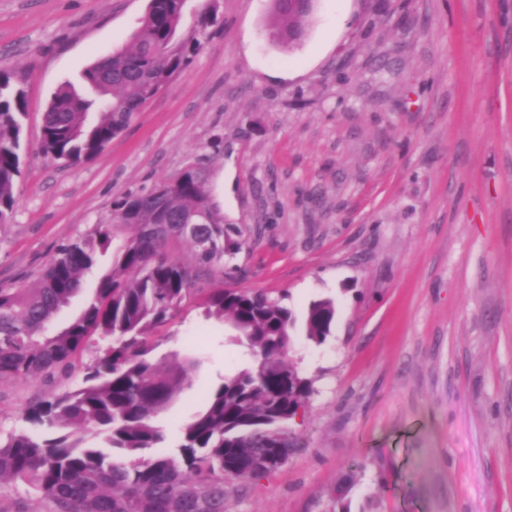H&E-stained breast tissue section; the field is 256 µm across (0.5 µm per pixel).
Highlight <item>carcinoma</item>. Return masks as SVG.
Masks as SVG:
<instances>
[{
  "label": "carcinoma",
  "mask_w": 512,
  "mask_h": 512,
  "mask_svg": "<svg viewBox=\"0 0 512 512\" xmlns=\"http://www.w3.org/2000/svg\"><path fill=\"white\" fill-rule=\"evenodd\" d=\"M186 0H150L129 45L89 65L82 81L95 96L64 83L43 117L44 154L77 165L99 155L155 97L159 87L187 70L218 24L206 0L194 25L183 30ZM270 38L288 51L307 35L312 11L296 0H272ZM24 91L0 72V224L10 219L20 175ZM165 184L126 194L112 208L128 223L101 221L58 245L38 285L0 287V383L47 377L81 381L30 404L27 428L0 436V484L22 481L47 504L45 512H225L226 483L278 471L296 445L288 422L314 394V379L292 360L301 331L317 345L332 334L336 302L314 300L302 315L254 289L211 288L205 319L228 324L245 349L244 367L226 374L200 409L180 427L174 450L158 424L189 386L203 360L187 354L153 361L152 330L201 291L199 280L224 254V224L207 188L208 171L191 164ZM203 216L191 231L166 224L168 216ZM183 240L189 261L168 253ZM112 251V273L62 330L46 334L60 309L81 291V276ZM93 353L85 363L83 354Z\"/></svg>",
  "instance_id": "obj_1"
}]
</instances>
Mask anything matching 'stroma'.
Wrapping results in <instances>:
<instances>
[{
	"label": "stroma",
	"mask_w": 512,
	"mask_h": 512,
	"mask_svg": "<svg viewBox=\"0 0 512 512\" xmlns=\"http://www.w3.org/2000/svg\"><path fill=\"white\" fill-rule=\"evenodd\" d=\"M147 4L0 0V72L26 97L0 285L33 284L117 197L202 164L241 244L202 287L337 305L325 343L296 340L316 392L295 448L230 484L226 512H512V0H318L289 52L267 37L270 0H219L222 27L103 153L52 160V93L125 46ZM111 270L100 256L50 331ZM154 335L155 357L195 336L204 359L160 419L172 445L247 357L193 301ZM54 389L0 387V433Z\"/></svg>",
	"instance_id": "obj_1"
}]
</instances>
